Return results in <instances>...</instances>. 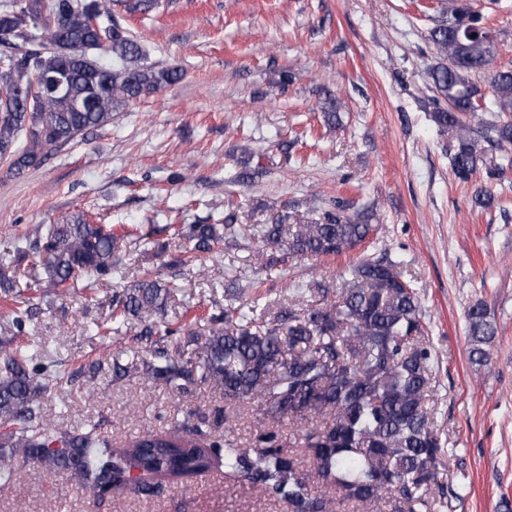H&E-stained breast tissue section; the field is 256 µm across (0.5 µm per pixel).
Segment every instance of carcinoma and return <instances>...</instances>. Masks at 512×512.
<instances>
[{"label":"carcinoma","mask_w":512,"mask_h":512,"mask_svg":"<svg viewBox=\"0 0 512 512\" xmlns=\"http://www.w3.org/2000/svg\"><path fill=\"white\" fill-rule=\"evenodd\" d=\"M439 57L430 78L432 121L448 136V160L467 183L484 166L490 178L512 169V70H493L495 43L489 14L453 4L448 23L430 32ZM67 75L63 94L45 95L42 79ZM487 73L490 94L473 79ZM180 69L150 61L147 50L112 15V0H10L0 6V160L20 176L43 162L48 150L112 114L179 82ZM494 119L471 126L472 105ZM339 209L323 222L288 224H184L188 266L229 238L251 252L258 269L271 265L267 251L290 256H342L376 233ZM147 238L118 235L85 214L50 225L32 252L18 246L31 267L0 273L15 289L57 292L70 279L95 283L122 275L121 252ZM311 301L273 316L252 300L211 313L209 335L183 340L177 329L159 335L140 357L149 379L183 389L206 382L224 398L248 401L260 412L254 445L197 424L172 432H146L115 448L91 427L73 433L40 412L38 396L60 380L46 352L20 345L0 361V483L35 460L64 472L96 493L133 489L152 494L163 482L212 469L228 482L247 483L288 507V512H445L458 496L439 480L444 449L434 427L433 351L415 288L396 263L383 258L348 265L341 280H313L302 289ZM170 283L146 278L115 292L112 319L164 309ZM470 358L489 361L495 328L482 307L467 312ZM32 314L12 318L13 336L29 333ZM297 423L293 445L263 425L267 417Z\"/></svg>","instance_id":"carcinoma-1"}]
</instances>
